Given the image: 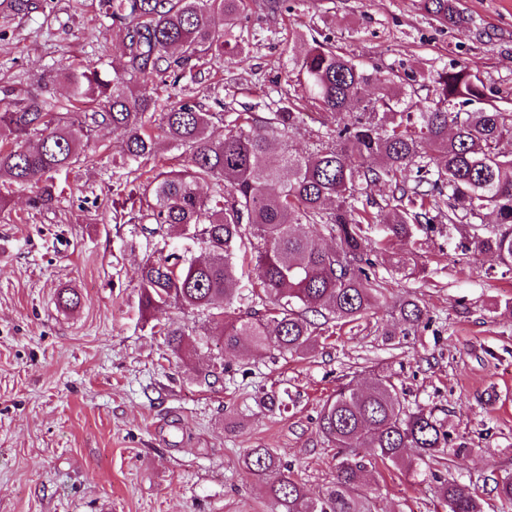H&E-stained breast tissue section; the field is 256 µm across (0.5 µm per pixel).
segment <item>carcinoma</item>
<instances>
[{
	"mask_svg": "<svg viewBox=\"0 0 512 512\" xmlns=\"http://www.w3.org/2000/svg\"><path fill=\"white\" fill-rule=\"evenodd\" d=\"M247 0H100L123 32V53L112 78L95 69L57 73L68 87L61 102L42 92L0 98V179L36 185L34 205L47 207L56 185L45 175L67 169L95 129L120 136L112 164L125 168L155 152L148 125L182 150L186 164L156 173L146 183L125 182L127 201L140 219L169 225L207 245L202 258L158 259L141 270V305L195 310L214 323L226 348L247 346L303 357L313 353L325 323L350 324L375 309L374 250L366 224H384L398 240L416 223L432 229L430 211L447 209L448 225L471 252L492 254L512 273V113L482 107L485 86L463 65L410 78L365 99L372 74L350 56L316 40L290 48L289 75L303 98L322 109L313 149L299 151L288 134L303 122L296 101L259 126L249 112H208L175 94L185 73L202 62L224 65L245 54L226 31L248 18ZM47 0H0L9 17L45 10ZM442 25L465 22L457 0H422ZM432 83L433 107L413 110L418 80ZM210 186L207 195L202 185ZM392 187L391 198L369 209L373 189ZM485 211L496 228L481 233L473 220ZM335 246L324 249L319 240ZM259 301L245 311L234 299ZM402 324L427 320L417 300L401 299ZM193 332L166 331L179 352ZM319 430L340 449L336 481L318 499L306 496L288 466L268 448H252L248 472L266 482L276 512H375L365 492L376 464L412 467L448 447L450 434L433 413L410 411L396 384L381 376L369 387L347 384L322 406ZM447 512H482L476 489L438 478Z\"/></svg>",
	"mask_w": 512,
	"mask_h": 512,
	"instance_id": "1",
	"label": "carcinoma"
}]
</instances>
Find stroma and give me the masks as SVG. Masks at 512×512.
<instances>
[{"mask_svg":"<svg viewBox=\"0 0 512 512\" xmlns=\"http://www.w3.org/2000/svg\"><path fill=\"white\" fill-rule=\"evenodd\" d=\"M466 22L443 27L419 0H289L286 11L253 7L229 31L247 55L184 78L178 96L206 108L266 118L300 98L289 81L288 41L328 39L366 64L374 97L389 78L468 66L488 101L512 112V0H458ZM50 18H0V81L38 90L43 74L66 65L108 72L122 42L99 0H52ZM119 137L94 132L86 161L55 173L53 204L31 205L34 188L0 186V512H275L243 467L250 449L268 448L318 498L336 477V451L318 416L343 384L371 385L391 375L409 408H425L448 427L461 461L414 469L386 466L368 478L377 512H437L438 475L474 485L483 512H512L493 489L512 474V274L492 255L463 252L447 222L388 243L380 224L366 236L381 253L382 306L338 328L318 350L283 359L228 349L209 337L198 312L165 306L144 313L146 261L204 254L202 241L141 223L117 210L112 168ZM417 265L411 279L391 262ZM80 297L59 305V290ZM419 299L427 323L387 337L398 301ZM198 338L173 354L167 328ZM226 370L206 379L215 360ZM280 405H259L263 394Z\"/></svg>","mask_w":512,"mask_h":512,"instance_id":"obj_1","label":"stroma"}]
</instances>
